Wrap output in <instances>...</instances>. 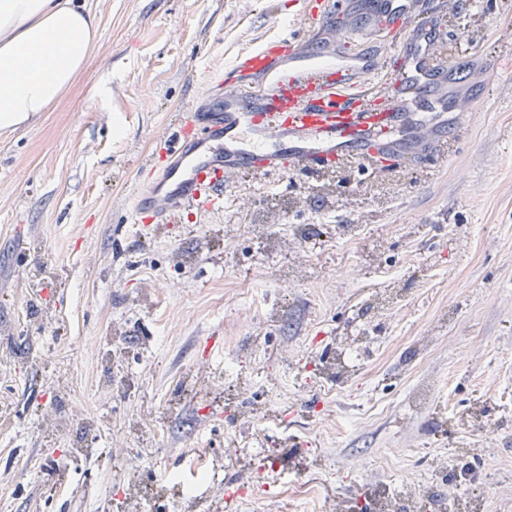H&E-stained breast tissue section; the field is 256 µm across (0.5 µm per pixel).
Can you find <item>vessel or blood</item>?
Here are the masks:
<instances>
[{"label": "vessel or blood", "mask_w": 512, "mask_h": 512, "mask_svg": "<svg viewBox=\"0 0 512 512\" xmlns=\"http://www.w3.org/2000/svg\"><path fill=\"white\" fill-rule=\"evenodd\" d=\"M364 40L378 36V15L412 13L414 0H362ZM433 14L405 29L396 47L401 65L358 51L329 56L290 39L287 70H279L278 42L239 55L219 89L214 108L193 109L170 144L151 154L154 183L134 198L135 222L177 223L184 212L209 211L224 202L229 173L283 174L285 166L311 176L356 161L380 173V154L413 158L436 147L448 126V70L437 56L444 38ZM264 81L254 91L250 78Z\"/></svg>", "instance_id": "b4317fda"}]
</instances>
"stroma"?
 Returning a JSON list of instances; mask_svg holds the SVG:
<instances>
[{
    "mask_svg": "<svg viewBox=\"0 0 512 512\" xmlns=\"http://www.w3.org/2000/svg\"><path fill=\"white\" fill-rule=\"evenodd\" d=\"M86 2L85 67L0 133V512H363L358 490L473 459L466 498L512 512V0L443 9L437 159L326 191L233 174L222 209L162 227L132 221L143 161L239 52L359 41L306 29L320 0Z\"/></svg>",
    "mask_w": 512,
    "mask_h": 512,
    "instance_id": "obj_1",
    "label": "stroma"
}]
</instances>
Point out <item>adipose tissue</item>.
<instances>
[{
	"mask_svg": "<svg viewBox=\"0 0 512 512\" xmlns=\"http://www.w3.org/2000/svg\"><path fill=\"white\" fill-rule=\"evenodd\" d=\"M97 33L83 0H0V130L47 111L84 68Z\"/></svg>",
	"mask_w": 512,
	"mask_h": 512,
	"instance_id": "obj_1",
	"label": "adipose tissue"
}]
</instances>
